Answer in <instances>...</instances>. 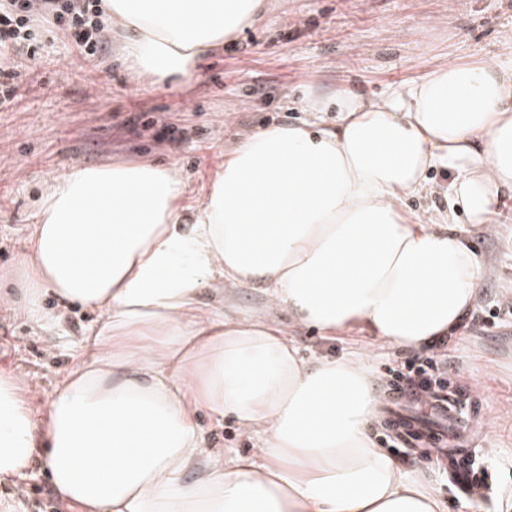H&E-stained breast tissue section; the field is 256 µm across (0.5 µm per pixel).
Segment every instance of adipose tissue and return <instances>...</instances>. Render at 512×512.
<instances>
[{"label": "adipose tissue", "mask_w": 512, "mask_h": 512, "mask_svg": "<svg viewBox=\"0 0 512 512\" xmlns=\"http://www.w3.org/2000/svg\"><path fill=\"white\" fill-rule=\"evenodd\" d=\"M138 80H193L263 0H102ZM502 54L439 63L373 98L306 103L314 127L241 140L185 205L176 166L71 167L41 197L0 310L42 328L46 293L96 313L43 414L0 369V484L34 458L79 512H446L379 448L373 347L307 356L280 322L234 316L224 285L322 335L428 350L461 325L485 265L455 220L498 234L512 194V33ZM335 111L336 123L324 115ZM448 174L431 187L429 171ZM437 190L414 220L402 196ZM215 292L216 302L203 296ZM233 416L256 453L207 448L200 413Z\"/></svg>", "instance_id": "obj_1"}]
</instances>
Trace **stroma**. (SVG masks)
<instances>
[{
    "label": "stroma",
    "instance_id": "stroma-1",
    "mask_svg": "<svg viewBox=\"0 0 512 512\" xmlns=\"http://www.w3.org/2000/svg\"><path fill=\"white\" fill-rule=\"evenodd\" d=\"M510 30L512 0H267L259 23L206 55L198 77L173 89L132 81L114 36L105 37L98 57L87 62L69 33L44 26L46 52L22 74L12 107L0 110V274L16 267L41 191L72 165L173 164L192 198L218 156L241 137L309 121L298 105L302 92L348 86L372 97L443 61L493 58ZM504 211L501 235L469 229L486 272L463 328L436 350L454 381L448 397L461 400L464 414L474 417L469 455L490 475L487 488L473 495L481 512H512V420L504 417L512 412L511 197ZM95 320L92 311L72 307L61 327L47 331L0 312V367L38 387L31 399L35 412H44ZM298 340L304 353L338 357L354 352L363 334L328 338L311 329ZM419 357L376 344L371 367L386 420L373 438L435 486L449 512H459L464 499L447 467L428 450L396 444L394 416L428 417L391 396L395 371ZM199 424L208 447L225 455H247L258 445L240 436L232 416L218 424L204 413ZM14 498L19 512H76L36 460L17 488L0 487L1 502Z\"/></svg>",
    "mask_w": 512,
    "mask_h": 512
}]
</instances>
